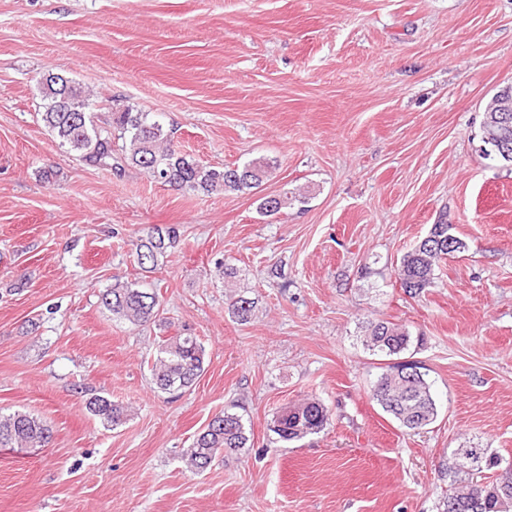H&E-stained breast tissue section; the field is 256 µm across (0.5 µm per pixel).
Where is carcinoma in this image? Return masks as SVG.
Returning a JSON list of instances; mask_svg holds the SVG:
<instances>
[{"label":"carcinoma","mask_w":512,"mask_h":512,"mask_svg":"<svg viewBox=\"0 0 512 512\" xmlns=\"http://www.w3.org/2000/svg\"><path fill=\"white\" fill-rule=\"evenodd\" d=\"M45 101L42 120L59 144L76 154L86 164L104 165L114 155L115 141H122L123 159L142 168L150 177L175 190L244 192L257 189L268 178L272 165L264 158L249 160L233 168L205 166L173 143V132L146 112L125 109L112 113V121L101 126L87 112L89 93L83 86L58 73L41 81ZM308 197L300 192L283 193L274 199L275 212ZM177 242L173 227H151L134 241L139 268L153 272ZM448 251V224L440 219L427 236L404 255L397 269L400 287L410 295L420 294L434 279L439 260ZM102 305L113 316L132 325H143L159 314L161 300L154 288L138 281L113 278L112 287L101 295ZM233 314L246 321L251 302L229 297ZM411 334L404 325L384 320H369L365 345L376 354L392 358L373 387V398L402 427L415 431L429 425L437 416L431 385L422 366L401 354L408 350ZM205 348L195 336H171L162 341L152 365L153 380L164 392L191 387L204 370ZM87 410L106 427L122 420L124 409L112 400L95 396L87 400ZM329 421L326 405L308 398L286 406L274 415L271 431L285 442L298 441L320 433ZM51 427L39 417L25 412L0 413V446L36 448L49 443ZM250 437L242 416L226 408L216 414L186 450L190 467L197 472L208 468L219 453H233L245 447ZM455 476L442 512H448V500L462 505L459 512H512V462L486 448H457L453 453Z\"/></svg>","instance_id":"1"}]
</instances>
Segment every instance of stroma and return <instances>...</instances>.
<instances>
[{
  "label": "stroma",
  "instance_id": "1",
  "mask_svg": "<svg viewBox=\"0 0 512 512\" xmlns=\"http://www.w3.org/2000/svg\"><path fill=\"white\" fill-rule=\"evenodd\" d=\"M51 72L93 91L96 123L129 107L203 165L275 169L206 194L82 163L41 119ZM511 84L512 0H0V411L52 429L0 447V512H438L455 448L512 459V164L481 139ZM287 188L308 203L259 213ZM443 212L467 247L409 296L396 270ZM155 225L179 241L147 275L132 242ZM117 275L156 286L157 318L102 306ZM370 320L416 337L438 407L423 430L372 398ZM180 334L204 370L168 394L150 367ZM311 397L326 429L277 440L274 412ZM231 405L246 448L192 470ZM86 408L93 416L100 419L106 427L118 425L124 414L122 406L103 396L89 398L86 402Z\"/></svg>",
  "mask_w": 512,
  "mask_h": 512
}]
</instances>
